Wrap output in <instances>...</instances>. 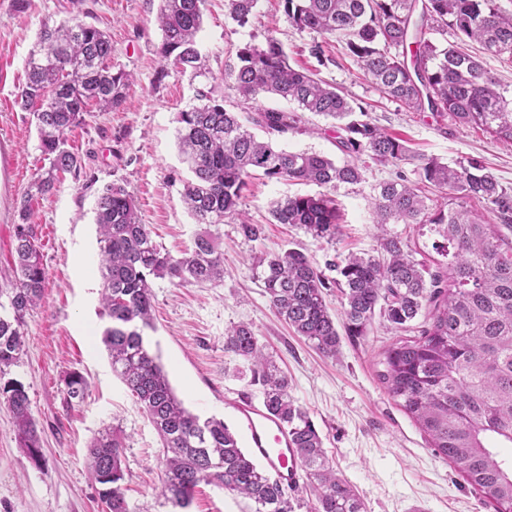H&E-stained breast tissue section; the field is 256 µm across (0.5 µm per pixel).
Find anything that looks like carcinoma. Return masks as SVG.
<instances>
[{
  "label": "carcinoma",
  "instance_id": "1",
  "mask_svg": "<svg viewBox=\"0 0 512 512\" xmlns=\"http://www.w3.org/2000/svg\"><path fill=\"white\" fill-rule=\"evenodd\" d=\"M257 0H228L229 17L250 22ZM288 23L317 34L309 44L319 64L334 62L329 41L339 39L346 54L386 98L413 112L429 111L459 125H478L512 144V100L495 79L463 49L468 41L512 59V17L496 0H283ZM157 22L159 54H187L203 69L196 37L203 9L196 0H161ZM449 34L447 45L431 35ZM112 42L98 27L73 15L40 31L27 61V80L19 89L21 108L33 115L41 153L49 168L29 184L16 206L13 224V279L0 289L9 313L0 315V374L16 364L26 343V316L44 295L47 271L37 245L33 201L53 192L59 175L77 173L82 160L70 150L69 133L84 123L91 107L112 110L126 102L133 77L113 69ZM228 89L238 102L272 95L297 104L288 111L262 108L237 112L224 99L200 94V103L178 113L177 141L191 177L183 181L184 203L199 224L238 219L246 239H262L263 227L239 210L248 179L315 184L334 190L363 180L366 161L399 166L417 162L419 180L448 190L444 201L428 204L415 184L397 171L379 184L374 198L382 228L378 254H349L328 260L331 280L304 252L288 248L256 258L255 275L277 314L294 333L323 356L339 353L341 335H367L375 316L385 327L406 332L420 313L417 335L399 339L380 361L378 380L428 436L437 455L452 463L464 481L495 512H512V188L505 187L475 160L452 166L417 155L406 141L365 119L368 111L309 70L288 64L280 41L270 35L261 45L236 52ZM340 123L337 147L343 159L316 152H294L277 139L297 132L303 113ZM479 203L496 222L471 210ZM276 224H296L316 239L339 232L336 200L293 195L273 202ZM102 304L111 325L102 342L112 371L123 381L155 428L164 449L159 496L187 507L196 488L214 485L250 501L251 512H364L353 486L336 475L321 434L290 394V383L265 352L249 323L232 326L224 351L242 362L238 375L250 377L263 406L288 430L312 489L304 498L275 481L237 434L221 419L204 421L182 406L168 377L149 351L143 331L152 327V282L169 279L178 287L224 278V258L208 234L177 258L140 223L136 203L125 187L111 183L97 190ZM388 224H433L443 238L447 261L430 268L414 259L408 241L385 230ZM341 294L342 325L336 324L326 298ZM85 378L71 373L63 395L69 405L84 401ZM0 400L13 419L28 457L40 456V439L30 400L18 380L0 384ZM125 437L112 429L90 444L87 468L102 486L108 512H129Z\"/></svg>",
  "mask_w": 512,
  "mask_h": 512
}]
</instances>
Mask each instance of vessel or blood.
<instances>
[{
    "label": "vessel or blood",
    "mask_w": 512,
    "mask_h": 512,
    "mask_svg": "<svg viewBox=\"0 0 512 512\" xmlns=\"http://www.w3.org/2000/svg\"><path fill=\"white\" fill-rule=\"evenodd\" d=\"M232 406L255 459L282 486L298 487L301 483L300 465L282 424L247 398L233 400Z\"/></svg>",
    "instance_id": "b4317fda"
}]
</instances>
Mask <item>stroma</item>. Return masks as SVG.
I'll return each mask as SVG.
<instances>
[{"mask_svg":"<svg viewBox=\"0 0 512 512\" xmlns=\"http://www.w3.org/2000/svg\"><path fill=\"white\" fill-rule=\"evenodd\" d=\"M159 5L160 0H83L89 22L112 39L113 67L130 72L134 84L120 108L86 114L83 125L69 136L72 150L86 158L80 174L62 175L56 191L33 205L47 285L43 301L26 317V350L7 376L22 382L28 392L42 462L27 458L12 416L0 402V512H107L100 486L89 475L86 454L99 432L112 427L126 436L123 462L132 512L248 510L246 500L212 485H200L185 509L158 495L163 477L160 438L113 373L100 341L108 320L100 314L103 280L96 191L88 186L92 179L97 185H125L141 223L173 256L207 231L224 257L223 281L185 287L165 279L153 282L154 328L146 339L188 410L239 429L228 399L243 395L256 400L260 393L237 377L239 360L225 352L224 336L232 325L249 323L287 374L293 398L309 412L330 463L355 487L365 512H494L449 462L435 455L414 421L379 383V362L398 333L377 318L364 338L342 337L336 358L323 357L276 315L253 271L255 256L287 248L304 250L320 266L333 256L375 252L373 198L379 183L394 176V166L369 163L361 183L335 190L342 223L331 241L313 238L295 225L272 223L269 214L274 200L316 195L318 186L250 179L240 207L264 228L263 240L251 242L233 218L204 226L186 209L181 191L190 172L178 149L176 118L197 104L199 92L227 94L224 76L236 62L237 49L263 44L273 35L292 67L312 70L362 102L374 123L404 139L416 154L448 164L475 159L500 183L512 186V145L482 128L411 112L382 97L339 43L330 46L332 64L319 65L308 53L311 33L288 24L281 0H259L254 18L243 27L228 17L225 0H205L198 35L205 70L198 74L172 68L157 79L162 66L161 32L155 22ZM71 11V0H29L21 13L13 12L12 0H0V285L11 274L15 206L34 175L49 166L32 114L16 103L17 92L41 28L68 18ZM305 120L306 129L280 139V146L341 159L335 122L311 114ZM74 371L86 378L89 392L82 404L70 407L62 390L65 377Z\"/></svg>","mask_w":512,"mask_h":512,"instance_id":"obj_1","label":"stroma"}]
</instances>
